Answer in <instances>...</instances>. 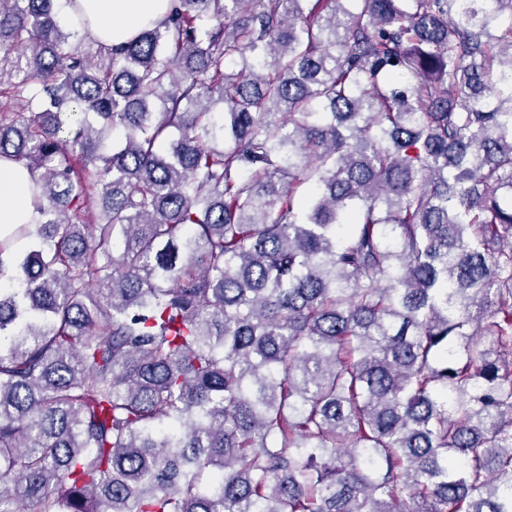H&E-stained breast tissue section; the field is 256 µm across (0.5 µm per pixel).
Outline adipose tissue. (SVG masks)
<instances>
[{"label": "adipose tissue", "instance_id": "obj_1", "mask_svg": "<svg viewBox=\"0 0 512 512\" xmlns=\"http://www.w3.org/2000/svg\"><path fill=\"white\" fill-rule=\"evenodd\" d=\"M90 17L88 33L105 46L119 47L140 27L165 19L168 0H80ZM28 170L0 160V224H31L36 214L27 193Z\"/></svg>", "mask_w": 512, "mask_h": 512}]
</instances>
